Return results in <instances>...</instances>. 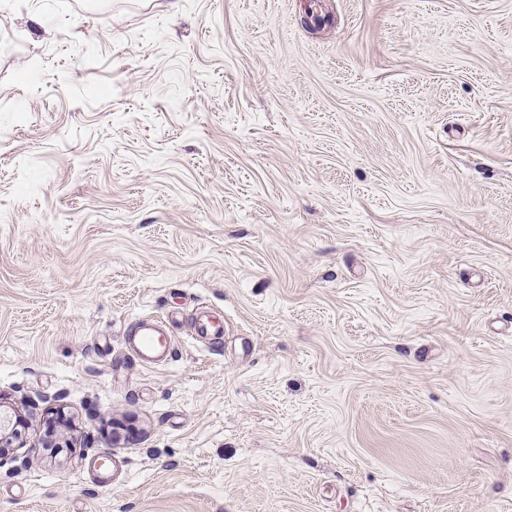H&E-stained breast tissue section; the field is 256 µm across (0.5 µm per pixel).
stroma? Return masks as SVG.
<instances>
[{
    "mask_svg": "<svg viewBox=\"0 0 512 512\" xmlns=\"http://www.w3.org/2000/svg\"><path fill=\"white\" fill-rule=\"evenodd\" d=\"M0 406V512H512V0H0ZM137 356L145 367H153L160 357L170 354L173 340L167 322L138 320L135 323Z\"/></svg>",
    "mask_w": 512,
    "mask_h": 512,
    "instance_id": "stroma-1",
    "label": "stroma"
}]
</instances>
